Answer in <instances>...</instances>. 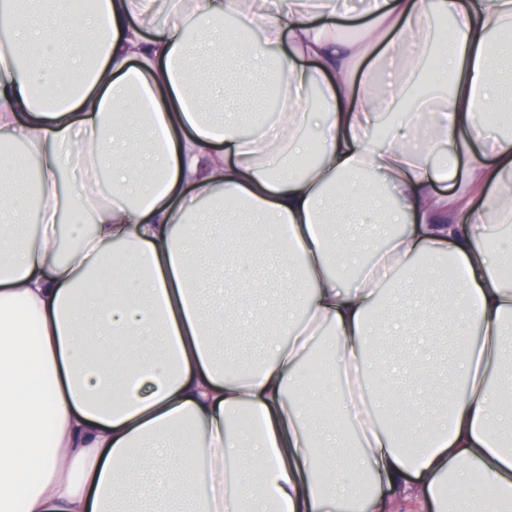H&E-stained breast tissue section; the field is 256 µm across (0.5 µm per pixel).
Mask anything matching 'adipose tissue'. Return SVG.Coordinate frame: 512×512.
I'll use <instances>...</instances> for the list:
<instances>
[{
  "mask_svg": "<svg viewBox=\"0 0 512 512\" xmlns=\"http://www.w3.org/2000/svg\"><path fill=\"white\" fill-rule=\"evenodd\" d=\"M438 13L452 90L419 95ZM511 20L512 0H98L77 21L0 0V132L38 167L0 162V512H512V248H485L512 227V135L482 120L512 105V40H491ZM262 88L276 117L232 107ZM66 210L92 229L63 256ZM217 461L219 493L185 480Z\"/></svg>",
  "mask_w": 512,
  "mask_h": 512,
  "instance_id": "1",
  "label": "adipose tissue"
}]
</instances>
